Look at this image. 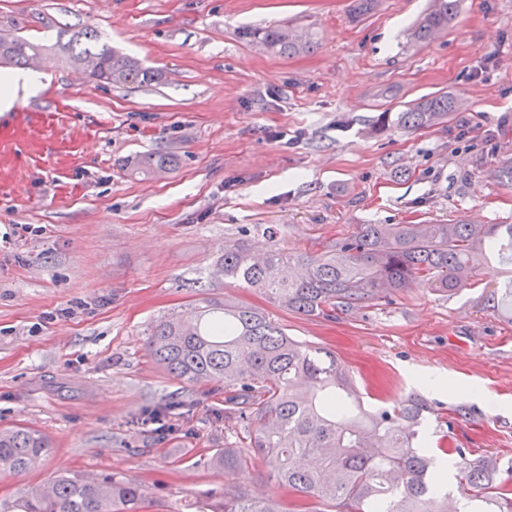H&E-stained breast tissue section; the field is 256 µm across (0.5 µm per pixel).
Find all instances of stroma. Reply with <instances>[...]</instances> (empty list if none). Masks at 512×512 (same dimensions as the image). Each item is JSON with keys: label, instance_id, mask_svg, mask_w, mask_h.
Here are the masks:
<instances>
[{"label": "stroma", "instance_id": "35a3bbf8", "mask_svg": "<svg viewBox=\"0 0 512 512\" xmlns=\"http://www.w3.org/2000/svg\"><path fill=\"white\" fill-rule=\"evenodd\" d=\"M0 0V33L48 41L91 28L160 74L99 85L41 61V90L0 112V428L47 435L48 456L0 475V512L24 486L63 472L140 482L150 512H195L208 494L284 498L253 459L210 466L238 426L224 391L190 386L154 363L155 324L193 319L204 301L264 310L289 336L344 362L367 404L419 397L438 407L425 432L452 430L473 458L512 460V309L491 307L512 267L448 296L413 287L375 304L300 316L227 284L228 246L317 256L360 224L512 223V0H458L423 43L430 0ZM288 22L309 51L272 56L245 26ZM452 119L374 131L377 116L439 93ZM177 155L141 180L125 163ZM185 401L158 439L136 414ZM466 407V418L450 412Z\"/></svg>", "mask_w": 512, "mask_h": 512}]
</instances>
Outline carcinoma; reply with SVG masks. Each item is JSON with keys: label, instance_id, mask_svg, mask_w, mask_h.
<instances>
[{"label": "carcinoma", "instance_id": "obj_1", "mask_svg": "<svg viewBox=\"0 0 512 512\" xmlns=\"http://www.w3.org/2000/svg\"><path fill=\"white\" fill-rule=\"evenodd\" d=\"M457 0H435L412 37L425 41L448 27ZM242 37L273 55L306 52L286 22L245 27ZM35 57L81 67L95 62V82L147 84L157 73L101 41L92 29L63 30L51 45L17 34H0V66H25ZM448 94L420 99L392 117L405 128L438 125L452 118ZM176 155L152 152L130 163L131 174L148 178L177 165ZM512 259V224H360L318 256H292L272 247L260 256L238 247L224 251L219 272L240 288H254L273 304L302 316L330 315L338 308L370 305L389 294L423 284L455 293L475 285L480 264ZM151 359L188 384L224 385L219 416L242 424L236 445L214 452L208 463L226 469L247 463L250 448L291 501L246 492L212 494L197 512H512V464L470 458L448 437L442 451L455 469V497L436 482L433 449L420 429L423 413H436L418 398L366 406L349 369L331 352L286 334L261 309L208 303L197 319L175 315L155 325ZM182 402L163 401L142 412L149 426L169 427L185 413ZM51 448L49 439L24 428L0 430V474L18 476ZM151 500L142 485L103 473L59 475L49 488L28 487L14 512H146Z\"/></svg>", "mask_w": 512, "mask_h": 512}]
</instances>
